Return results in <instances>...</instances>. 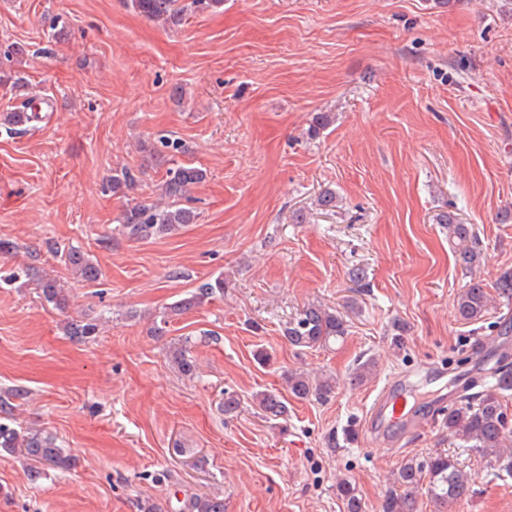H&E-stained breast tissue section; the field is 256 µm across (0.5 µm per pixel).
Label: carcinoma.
<instances>
[{"label": "carcinoma", "mask_w": 512, "mask_h": 512, "mask_svg": "<svg viewBox=\"0 0 512 512\" xmlns=\"http://www.w3.org/2000/svg\"><path fill=\"white\" fill-rule=\"evenodd\" d=\"M130 5L141 15L152 21H162L170 27L182 24L185 17L194 12L218 9L224 0H130ZM28 111L3 112L0 125L10 130L21 131L33 121L42 119L41 106L34 100L25 103ZM205 179V172L197 167L178 165L169 170L162 184L163 194L171 200L170 205L159 208L135 203L128 206L122 216V227L128 237L143 239L155 234H170L197 218L194 210L182 206L189 199L192 189ZM140 181L130 168H122L112 174L110 188L115 195L126 196L133 192ZM439 223L448 231V240L454 244L455 260L463 269L470 270L481 261L480 249L476 246L473 225L458 220L447 213ZM60 260L78 271L85 282H94L99 269L84 253L69 248L60 251ZM42 298L53 308L64 311L68 308L70 294L57 280L38 279ZM495 293H490L484 280L472 279L457 294L454 310L456 317L468 323L480 321L488 312L492 295L512 301V270L501 272L494 283ZM224 295V278L217 277L195 288L188 296L168 307L162 314L160 324L153 327V334L162 337L166 333L169 318L200 307L204 302ZM348 335V323L344 315L331 307L319 304L303 306L288 322L283 337L289 345L300 349L324 348L344 340ZM191 340L185 338L168 346L170 361L184 375L192 374L194 364L190 355ZM376 362L368 359L357 364L349 374V384L360 386L374 373ZM493 384L486 390L462 396L458 403L442 417V426L448 436L459 440L494 463L497 476H512V451L505 450V441H512L502 398L512 391V366L498 364L490 371ZM288 390L297 399L327 401L333 397L336 382L330 377L312 379L303 372L286 375ZM258 407L268 418H280L288 414V405L282 396L263 392L257 395ZM0 451L20 453L30 461L58 470H69L75 459L65 453L57 439L49 433L21 431L0 423ZM426 485V494L437 503L460 500L473 494L475 477L459 466L446 453H437L422 460H408L398 469L392 486L387 491L382 512H419L417 489ZM337 491L346 500L348 512H361V500L355 487L348 480L337 484ZM186 512H226L224 498L209 495H192L185 504Z\"/></svg>", "instance_id": "1"}]
</instances>
